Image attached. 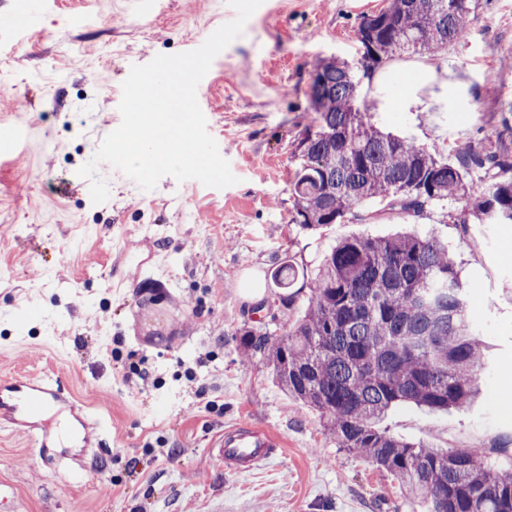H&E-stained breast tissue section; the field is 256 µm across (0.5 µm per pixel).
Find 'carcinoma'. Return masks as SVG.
<instances>
[{
    "label": "carcinoma",
    "mask_w": 512,
    "mask_h": 512,
    "mask_svg": "<svg viewBox=\"0 0 512 512\" xmlns=\"http://www.w3.org/2000/svg\"><path fill=\"white\" fill-rule=\"evenodd\" d=\"M476 0H389L358 28L356 64H317L310 87L314 125L297 144L289 190L291 222L306 230L338 224L370 199L410 216L443 201L453 223L512 224V148H469L449 161L385 133L358 103L359 74L383 62L434 53L465 35ZM486 181L480 192L473 177ZM299 272L272 273L288 289ZM303 317L279 336L246 330L289 396L320 412L340 448L355 450L421 496L428 512H512V470L483 448L439 450L380 428L394 405L464 409L479 393L485 345L470 317L467 288L448 247L414 233L337 243L310 281Z\"/></svg>",
    "instance_id": "carcinoma-1"
}]
</instances>
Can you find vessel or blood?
<instances>
[{"mask_svg":"<svg viewBox=\"0 0 512 512\" xmlns=\"http://www.w3.org/2000/svg\"><path fill=\"white\" fill-rule=\"evenodd\" d=\"M65 402L61 385L50 378L32 383L20 379L0 381V418H9L21 426L30 439L33 451L38 454L52 445L73 440L78 427H103L102 419L87 415L81 418L79 425L66 423L59 434H51L39 423L38 418ZM280 445L279 438L271 431L241 421L225 429L214 449L223 460L225 469L246 474L260 464L275 460Z\"/></svg>","mask_w":512,"mask_h":512,"instance_id":"obj_1","label":"vessel or blood"}]
</instances>
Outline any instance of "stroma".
I'll use <instances>...</instances> for the list:
<instances>
[{
  "instance_id": "stroma-1",
  "label": "stroma",
  "mask_w": 512,
  "mask_h": 512,
  "mask_svg": "<svg viewBox=\"0 0 512 512\" xmlns=\"http://www.w3.org/2000/svg\"><path fill=\"white\" fill-rule=\"evenodd\" d=\"M388 0H264L214 59L197 97L238 184L160 179L141 190L100 164L110 198L93 204L78 169L121 123L132 65L200 47L232 21L225 0H0V380L61 378L108 433L31 454L0 425V512H426L385 469L326 433L319 413L245 352L246 330L281 333L308 290L284 305L270 273L286 259L310 281L337 241L412 227L447 243L489 346L482 397L467 410L391 409L381 426L432 448H485L512 470V224L460 234L456 206L419 218L368 200L359 218L310 231L292 224L294 153L315 114L316 64L358 61L357 29ZM32 12L26 29L11 20ZM512 0H478L466 34L433 68L400 80L388 60L361 98L377 128L448 158L512 145ZM98 70L91 82L84 75ZM259 286L261 297L250 295ZM148 369L136 386L132 366ZM246 421L282 440L251 473L224 467L212 443Z\"/></svg>"
}]
</instances>
